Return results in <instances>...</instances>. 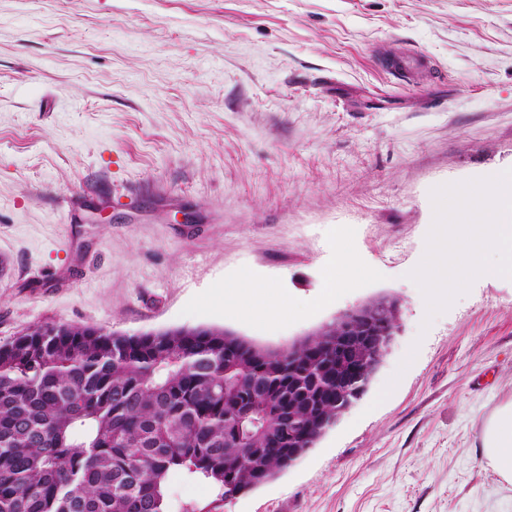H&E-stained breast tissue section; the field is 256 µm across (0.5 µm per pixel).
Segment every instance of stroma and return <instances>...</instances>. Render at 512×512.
I'll list each match as a JSON object with an SVG mask.
<instances>
[{"label": "stroma", "instance_id": "35a3bbf8", "mask_svg": "<svg viewBox=\"0 0 512 512\" xmlns=\"http://www.w3.org/2000/svg\"><path fill=\"white\" fill-rule=\"evenodd\" d=\"M511 167L512 0H0V343L81 324L280 349L393 297L362 397L217 512H512L483 448L512 404V281L430 320L407 277L431 189ZM244 275L278 320L220 302ZM217 495L168 480L171 512Z\"/></svg>", "mask_w": 512, "mask_h": 512}]
</instances>
